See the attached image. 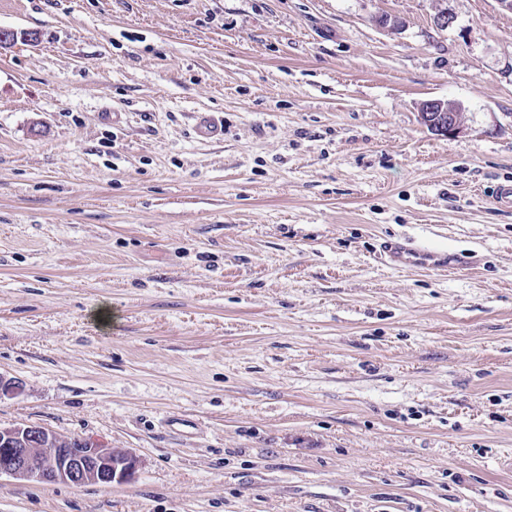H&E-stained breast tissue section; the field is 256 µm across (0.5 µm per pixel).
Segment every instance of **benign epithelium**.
Masks as SVG:
<instances>
[{
    "label": "benign epithelium",
    "instance_id": "1",
    "mask_svg": "<svg viewBox=\"0 0 512 512\" xmlns=\"http://www.w3.org/2000/svg\"><path fill=\"white\" fill-rule=\"evenodd\" d=\"M418 117L427 129L443 136L455 137L464 127L461 107L441 99L423 101ZM75 442L82 448L78 457L69 453ZM138 468V458L123 449L102 448L37 425L0 426V476L50 484H113L133 480Z\"/></svg>",
    "mask_w": 512,
    "mask_h": 512
}]
</instances>
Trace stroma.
<instances>
[{
    "label": "stroma",
    "instance_id": "stroma-1",
    "mask_svg": "<svg viewBox=\"0 0 512 512\" xmlns=\"http://www.w3.org/2000/svg\"><path fill=\"white\" fill-rule=\"evenodd\" d=\"M1 26L0 426L140 467L4 476L0 512H512V13L0 0ZM402 237L481 268L391 267ZM418 117L427 129L443 136H458L464 127L461 107L441 99L423 101L419 107Z\"/></svg>",
    "mask_w": 512,
    "mask_h": 512
}]
</instances>
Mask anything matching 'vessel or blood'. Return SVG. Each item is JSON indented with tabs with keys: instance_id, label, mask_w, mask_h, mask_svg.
Segmentation results:
<instances>
[{
	"instance_id": "vessel-or-blood-1",
	"label": "vessel or blood",
	"mask_w": 512,
	"mask_h": 512,
	"mask_svg": "<svg viewBox=\"0 0 512 512\" xmlns=\"http://www.w3.org/2000/svg\"><path fill=\"white\" fill-rule=\"evenodd\" d=\"M380 251L391 266L399 269L445 270L452 265L476 267L481 263L477 253L461 254L432 250L422 247L409 237L383 241Z\"/></svg>"
}]
</instances>
